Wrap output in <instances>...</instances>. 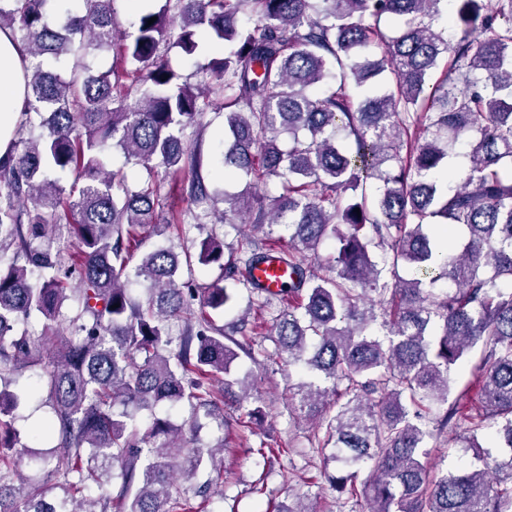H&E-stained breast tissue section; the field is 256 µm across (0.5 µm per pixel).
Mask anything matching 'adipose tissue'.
<instances>
[{
    "label": "adipose tissue",
    "instance_id": "1",
    "mask_svg": "<svg viewBox=\"0 0 512 512\" xmlns=\"http://www.w3.org/2000/svg\"><path fill=\"white\" fill-rule=\"evenodd\" d=\"M23 64L21 46L0 30V154L8 150L25 104Z\"/></svg>",
    "mask_w": 512,
    "mask_h": 512
}]
</instances>
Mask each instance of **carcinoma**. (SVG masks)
<instances>
[{
    "label": "carcinoma",
    "mask_w": 512,
    "mask_h": 512,
    "mask_svg": "<svg viewBox=\"0 0 512 512\" xmlns=\"http://www.w3.org/2000/svg\"><path fill=\"white\" fill-rule=\"evenodd\" d=\"M62 2L0 0V30L28 56L16 139L0 155V512H197L195 480L212 486L224 453L200 443V417L255 436L266 416L232 373L241 354L257 361L254 342L211 316L232 307L229 280L248 290L242 323L288 301L271 335L298 368L290 414L316 424L336 499L512 512V0H164L139 9L131 34L115 0H84L81 15ZM116 44L122 64L90 74L81 57ZM211 45L224 50L207 56ZM171 47L205 56L201 83L169 65ZM118 90L137 93L133 107ZM216 101L224 179L246 180L222 210L185 139ZM114 149L142 184L108 169ZM160 168L191 170L186 218L263 238L243 236L227 260L211 234L182 262L164 246L134 261L162 232ZM273 178L278 194L260 192ZM273 234L293 278L280 294L237 278ZM194 260L222 276L177 282ZM172 320L185 324L176 344ZM477 345L473 386L454 387ZM33 367L56 437L38 451L12 390ZM176 404L189 407L180 424L155 412ZM462 424L482 467L434 469L426 441Z\"/></svg>",
    "instance_id": "carcinoma-1"
}]
</instances>
